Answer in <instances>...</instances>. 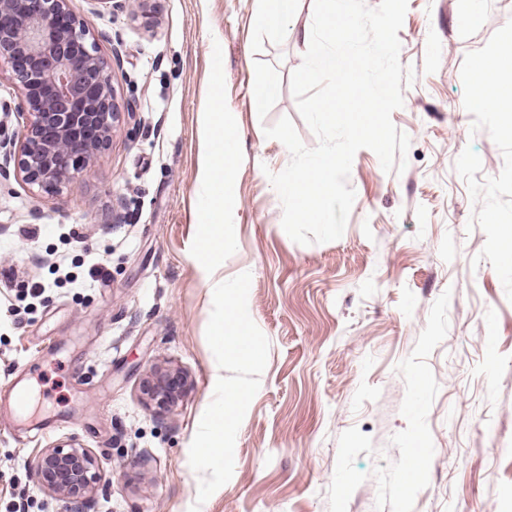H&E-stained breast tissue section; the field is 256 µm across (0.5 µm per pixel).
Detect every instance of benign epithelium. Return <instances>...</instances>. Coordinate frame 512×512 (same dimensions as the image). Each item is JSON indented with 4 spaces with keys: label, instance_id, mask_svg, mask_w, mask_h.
Listing matches in <instances>:
<instances>
[{
    "label": "benign epithelium",
    "instance_id": "7a95c632",
    "mask_svg": "<svg viewBox=\"0 0 512 512\" xmlns=\"http://www.w3.org/2000/svg\"><path fill=\"white\" fill-rule=\"evenodd\" d=\"M92 11L134 12L143 0H88ZM6 62L20 96L0 110L22 120V131L0 123V180L11 163L26 184L47 195L74 183L107 146L120 112L112 88L117 51L101 54L97 38L70 9V0H0V62ZM181 379L159 369L141 386L145 404L165 408L175 402ZM50 495L71 503L100 483L91 452L73 444L44 449L34 466Z\"/></svg>",
    "mask_w": 512,
    "mask_h": 512
}]
</instances>
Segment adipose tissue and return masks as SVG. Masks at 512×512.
I'll list each match as a JSON object with an SVG mask.
<instances>
[{"label": "adipose tissue", "instance_id": "obj_1", "mask_svg": "<svg viewBox=\"0 0 512 512\" xmlns=\"http://www.w3.org/2000/svg\"><path fill=\"white\" fill-rule=\"evenodd\" d=\"M201 140L204 151L200 156L198 182L199 196L198 232L204 255V266L215 271L224 265V250L229 238L224 225L225 189L228 186L237 160L238 149L232 123L224 110L222 96H214L212 106L206 112ZM224 304L228 314L217 319L213 336L225 355L251 363L257 360L260 347L254 341L249 320L241 304L239 292L225 294ZM216 389L222 390V399L207 410L201 445L206 448L209 459L222 460L224 455V433L233 416L238 412L245 397L244 391H225L224 376H213Z\"/></svg>", "mask_w": 512, "mask_h": 512}]
</instances>
